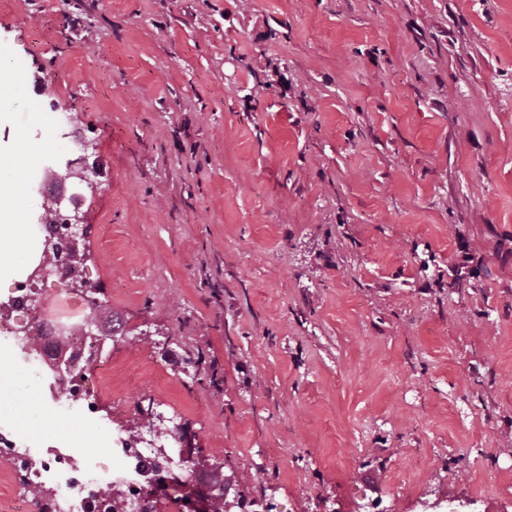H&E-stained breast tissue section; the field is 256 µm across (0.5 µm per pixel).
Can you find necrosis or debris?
<instances>
[{
    "label": "necrosis or debris",
    "mask_w": 512,
    "mask_h": 512,
    "mask_svg": "<svg viewBox=\"0 0 512 512\" xmlns=\"http://www.w3.org/2000/svg\"><path fill=\"white\" fill-rule=\"evenodd\" d=\"M67 237V225L53 221L38 225V241H53L59 252L49 259V277L21 278L6 294H0V335L13 340L28 375L36 380H45L55 366L74 365L79 377L58 403L66 414L91 417L98 393L82 376L87 338L80 329V318L67 315L68 331L58 333L62 319L40 303L41 298L71 292L74 269ZM167 429L161 410L151 429L133 433L114 428L108 466H87L77 455L54 448L35 454L20 433L4 429L0 431V458L8 461L16 481L40 491L34 512H127L132 505L137 512H159L168 488L177 482L208 500L227 503V512H272L268 503L238 494L218 480L192 478L189 466L169 455L173 442Z\"/></svg>",
    "instance_id": "obj_1"
}]
</instances>
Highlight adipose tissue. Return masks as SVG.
<instances>
[{"mask_svg":"<svg viewBox=\"0 0 512 512\" xmlns=\"http://www.w3.org/2000/svg\"><path fill=\"white\" fill-rule=\"evenodd\" d=\"M26 79L14 66L10 56L0 57V111L17 130L41 120L42 115L30 106ZM43 152L39 143H30L23 154L0 149V281L24 271L32 262V248L27 233L29 209L28 182L32 169Z\"/></svg>","mask_w":512,"mask_h":512,"instance_id":"obj_1","label":"adipose tissue"}]
</instances>
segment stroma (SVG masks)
<instances>
[{
    "label": "stroma",
    "mask_w": 512,
    "mask_h": 512,
    "mask_svg": "<svg viewBox=\"0 0 512 512\" xmlns=\"http://www.w3.org/2000/svg\"><path fill=\"white\" fill-rule=\"evenodd\" d=\"M1 48L42 81L32 181L58 114L97 143L84 268L124 327L100 418L15 371L27 440L106 465L103 418L161 405L278 512H512V0H0Z\"/></svg>",
    "instance_id": "obj_1"
}]
</instances>
